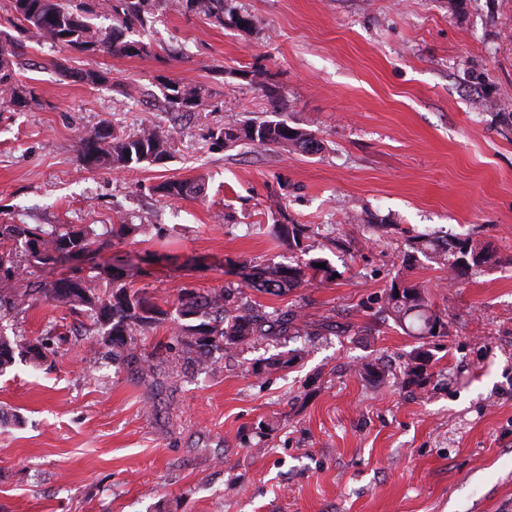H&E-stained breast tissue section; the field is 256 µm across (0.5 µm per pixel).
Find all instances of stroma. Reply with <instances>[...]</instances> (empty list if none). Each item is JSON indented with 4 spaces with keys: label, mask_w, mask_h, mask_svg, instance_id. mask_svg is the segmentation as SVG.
Listing matches in <instances>:
<instances>
[{
    "label": "stroma",
    "mask_w": 512,
    "mask_h": 512,
    "mask_svg": "<svg viewBox=\"0 0 512 512\" xmlns=\"http://www.w3.org/2000/svg\"><path fill=\"white\" fill-rule=\"evenodd\" d=\"M224 17L164 12L125 34L150 45L142 57L27 39L18 77L36 101L0 110V223H135L81 265L113 262L168 312L181 288L238 284L286 254L337 275L253 293L296 311L302 333L299 357L262 376L254 364L281 343L202 371L168 321L114 362L65 308L1 320L19 345L0 374V512H512V0H224ZM63 57L108 83L60 76ZM169 81L212 92L177 125L171 159L123 172L78 161L99 124L168 128ZM249 118L287 121L321 149L209 136ZM198 178L197 199L156 191ZM283 217L309 225L305 251L268 234ZM420 232L490 254L453 284L417 255L411 276L448 323L424 341L378 312ZM43 337L32 362L24 345ZM420 345L433 355L422 388L403 376ZM375 360L379 383L356 372Z\"/></svg>",
    "instance_id": "1"
}]
</instances>
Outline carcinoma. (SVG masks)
I'll list each match as a JSON object with an SVG mask.
<instances>
[{
    "instance_id": "obj_1",
    "label": "carcinoma",
    "mask_w": 512,
    "mask_h": 512,
    "mask_svg": "<svg viewBox=\"0 0 512 512\" xmlns=\"http://www.w3.org/2000/svg\"><path fill=\"white\" fill-rule=\"evenodd\" d=\"M220 0H9L10 29H0V105L22 110L35 101L34 91L18 78V58L25 48L24 39L37 36L50 46L72 48L81 52H104L113 56L134 57L147 53L148 46L136 40H125L122 31L145 30L154 26L164 11L207 14L224 24ZM102 14L116 23L100 28L91 16ZM57 72L87 85L108 82L106 73L94 69L75 70L68 59L55 62ZM163 96L166 110L174 118L196 112L211 91L203 85L168 83ZM210 138L226 145L241 139L258 147L283 149L300 147L307 152L317 149L313 135L284 121L248 119L238 125L219 126L210 131ZM173 131L143 127L133 134H120L103 123L86 132L79 141L78 159L88 169H131L139 164L162 163L172 157ZM158 190L171 199L200 197L204 182L168 180ZM132 231L127 224L111 225L103 233L85 226L66 224H0V317L21 311L37 300L67 307L82 313L103 330L102 341L110 347L109 357L120 356L127 338L145 334L168 319V312L151 301L145 293L130 288L125 274L118 268H106L112 291L103 299L93 286L99 275L70 274L49 279L46 269L65 262L72 253L98 251L111 239ZM305 224H273L269 233L288 248H301L308 238ZM412 248L425 249L436 264L461 276L470 268L487 262L485 249L473 239L455 236L444 243L426 236L413 237ZM322 258L302 264L270 262L257 269L250 287L274 296L299 288L322 276H334L331 266L317 267ZM412 256L403 257L401 267L384 291L382 309L388 316L412 333L425 337L441 336L448 323L431 309L426 291L410 277ZM174 334L187 353L201 366L213 363L214 353L231 351L250 342L255 336H286L295 320L288 312L273 310L261 315L253 301L232 286L201 292L182 288L175 299ZM282 354L267 358L253 368V373H270L288 365ZM432 364V354L424 347L413 349L404 366L406 383L422 386Z\"/></svg>"
}]
</instances>
